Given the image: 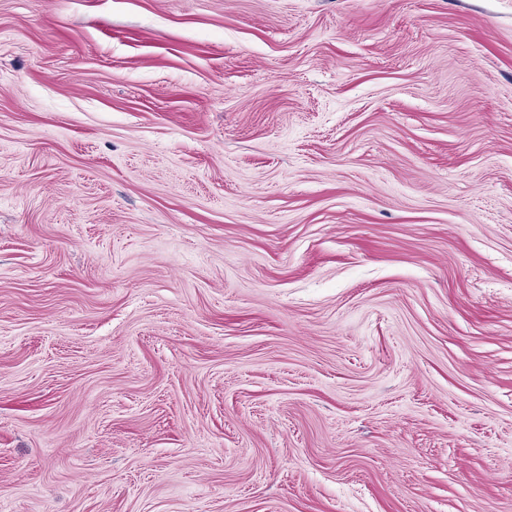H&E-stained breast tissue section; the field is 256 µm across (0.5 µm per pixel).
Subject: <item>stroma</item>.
Listing matches in <instances>:
<instances>
[{
	"label": "stroma",
	"instance_id": "stroma-1",
	"mask_svg": "<svg viewBox=\"0 0 512 512\" xmlns=\"http://www.w3.org/2000/svg\"><path fill=\"white\" fill-rule=\"evenodd\" d=\"M0 512H512V0H0Z\"/></svg>",
	"mask_w": 512,
	"mask_h": 512
}]
</instances>
